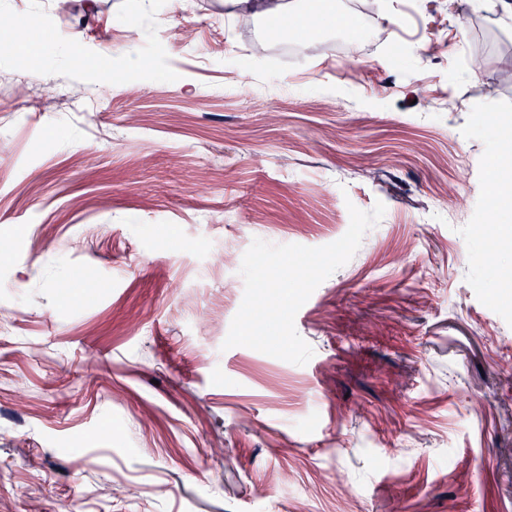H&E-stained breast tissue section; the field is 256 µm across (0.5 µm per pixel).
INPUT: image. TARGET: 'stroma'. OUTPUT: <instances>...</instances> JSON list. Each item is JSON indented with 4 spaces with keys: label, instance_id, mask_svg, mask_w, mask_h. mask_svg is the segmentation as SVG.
I'll return each mask as SVG.
<instances>
[{
    "label": "stroma",
    "instance_id": "35a3bbf8",
    "mask_svg": "<svg viewBox=\"0 0 512 512\" xmlns=\"http://www.w3.org/2000/svg\"><path fill=\"white\" fill-rule=\"evenodd\" d=\"M69 2L0 0V101L103 93L0 111V512H512V20L339 0L358 56L239 69L230 0ZM379 202L306 364L223 349L253 239Z\"/></svg>",
    "mask_w": 512,
    "mask_h": 512
}]
</instances>
